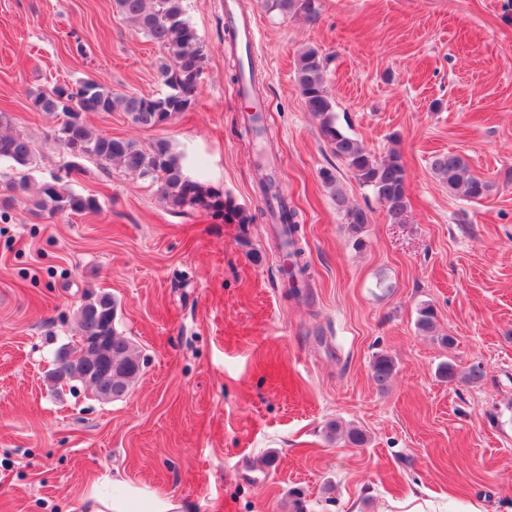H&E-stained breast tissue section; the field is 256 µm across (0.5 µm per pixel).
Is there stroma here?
Instances as JSON below:
<instances>
[{
    "mask_svg": "<svg viewBox=\"0 0 512 512\" xmlns=\"http://www.w3.org/2000/svg\"><path fill=\"white\" fill-rule=\"evenodd\" d=\"M225 0H184L206 53L194 105L145 129L116 109L98 134L168 140L186 172L255 214L251 224L174 210L120 164L75 160L53 135L62 116L30 96L94 79L114 95L160 96L165 48L113 0H0V121L31 141L28 172L0 163V512H89L120 477L178 499L183 512H512V0H320L319 15L238 0L256 23L250 58L280 191L301 217L310 286L289 295L285 258L244 137L246 101L228 79ZM328 55L337 122L375 156L397 149L407 212L393 223L336 159L295 79L306 47ZM462 154L492 182L466 201L430 167ZM335 169L371 215L363 247L320 179ZM64 178L98 212L34 210L10 182ZM110 293L141 375L103 401L50 378L79 338L88 294ZM438 333L419 335L422 305ZM452 337L445 345L443 337ZM395 369L371 376L379 355ZM480 367L475 385L436 373ZM361 429L351 448L329 422Z\"/></svg>",
    "mask_w": 512,
    "mask_h": 512,
    "instance_id": "stroma-1",
    "label": "stroma"
}]
</instances>
